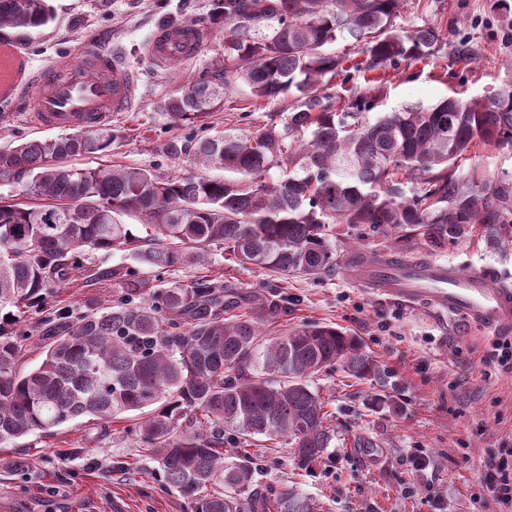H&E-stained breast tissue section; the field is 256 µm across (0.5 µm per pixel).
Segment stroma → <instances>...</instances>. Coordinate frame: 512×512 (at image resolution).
<instances>
[{
  "instance_id": "35a3bbf8",
  "label": "stroma",
  "mask_w": 512,
  "mask_h": 512,
  "mask_svg": "<svg viewBox=\"0 0 512 512\" xmlns=\"http://www.w3.org/2000/svg\"><path fill=\"white\" fill-rule=\"evenodd\" d=\"M55 20L31 34L14 36L35 73L66 57L77 61L96 45L119 53L136 72L139 104L113 114L118 139L110 163L190 176L197 169L188 155L171 157L162 150L171 139L216 135L232 128L255 132L283 125L289 100L238 98L214 113L207 127L174 128L158 105L177 94L224 53L218 31L224 24V0H49ZM471 19L474 56L452 63L448 46L435 58L405 61L389 70L387 96L378 103L386 112L405 105H429L444 96L468 99L512 81V43L504 41L503 19L494 0H408L403 26H439L450 34L460 18ZM193 22L211 37L192 60L160 69L145 48L159 27ZM58 130L34 124L22 99L0 100V147L32 138H51ZM330 242L342 265L374 253L408 260H435L465 272L489 274L492 282L512 287V242L488 246L482 227L444 248H431L415 236L380 234L369 226L333 225ZM123 268L147 275L129 252L97 251L80 262L73 281L52 290L44 305L22 314L16 329L23 335L21 371L42 359L45 337L61 312L86 311L95 300H112L111 282H98L97 271ZM206 276L244 296L280 294L286 315L263 320L264 334L318 322L359 337L366 350L383 362L401 388V414L373 407L371 385L336 369L310 380L331 413L336 434L328 450L310 469L301 468L287 442L253 448L257 487L290 483L320 499L324 512H498L481 488L490 451L512 444V373L485 374L483 356L493 335L448 316L373 296L348 282L340 268L320 278L274 276L257 267H241L224 250L211 247L199 262L162 272L158 287L188 285ZM131 417L114 420L109 429L81 420L0 444V512H193L189 499L166 486L159 460L141 446ZM426 455L425 470L415 467Z\"/></svg>"
}]
</instances>
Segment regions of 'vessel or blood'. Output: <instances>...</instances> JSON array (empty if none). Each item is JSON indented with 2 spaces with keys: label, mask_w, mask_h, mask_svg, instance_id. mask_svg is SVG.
<instances>
[{
  "label": "vessel or blood",
  "mask_w": 512,
  "mask_h": 512,
  "mask_svg": "<svg viewBox=\"0 0 512 512\" xmlns=\"http://www.w3.org/2000/svg\"><path fill=\"white\" fill-rule=\"evenodd\" d=\"M210 37L207 29L184 23L158 28L146 51L159 67L197 56ZM34 86L26 109L36 124L63 129L105 126L114 113L132 111L139 92L137 75L118 56L85 50L80 64L59 62L30 77L14 46L0 43V99ZM346 278L373 294L409 306L426 305L487 332L512 331V289L493 287L483 273H465L433 260L411 262L397 256L358 258L344 268Z\"/></svg>",
  "instance_id": "obj_1"
}]
</instances>
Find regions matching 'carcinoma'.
<instances>
[{
    "label": "carcinoma",
    "mask_w": 512,
    "mask_h": 512,
    "mask_svg": "<svg viewBox=\"0 0 512 512\" xmlns=\"http://www.w3.org/2000/svg\"><path fill=\"white\" fill-rule=\"evenodd\" d=\"M407 0H224V57L181 86L160 108L173 127L206 124L230 99L290 97L280 128L166 142L224 176H180L123 165L77 167L106 156L107 127L0 149V186L24 183L39 205L0 195V442L89 417L105 429L139 413L142 447L168 486L195 512H321L320 503L284 484L253 489L249 447L284 438L298 464L312 467L335 434L308 379L335 367L383 388L373 404L400 413L391 373L363 343L335 327L307 323L264 337L259 321L286 313L275 294L248 298L252 318L231 315L242 297L202 277L162 291L152 281L107 269L121 300L63 316L43 358L18 369L23 338L11 327L49 290L72 280L90 251L129 250L151 268L196 262L211 246L280 276L317 278L336 269L332 224L406 226L441 248L484 228L495 246L512 240V171L466 165L477 148L512 150V82L493 94L374 114L387 70L438 52L442 30L405 28ZM47 0H0V36L47 26ZM451 42L471 60L465 29ZM350 51L329 52L338 42ZM363 78L368 87L355 85ZM354 87L329 93L328 84ZM273 169L276 180L267 181ZM133 218L141 234L123 217ZM12 319H7V316ZM236 444L226 462L224 433Z\"/></svg>",
    "instance_id": "1"
}]
</instances>
